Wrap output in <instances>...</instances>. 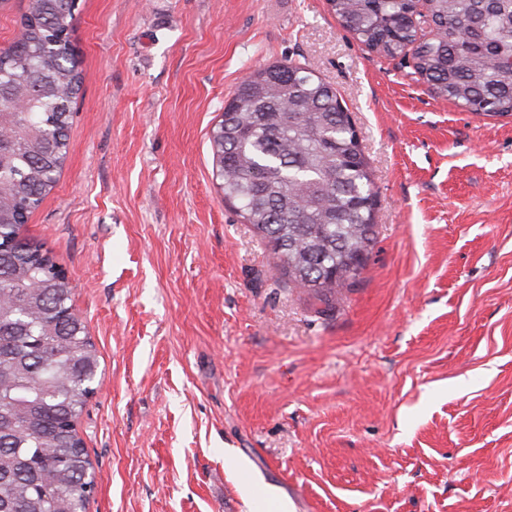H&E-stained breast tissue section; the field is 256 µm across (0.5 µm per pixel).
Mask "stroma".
<instances>
[{
    "label": "stroma",
    "mask_w": 512,
    "mask_h": 512,
    "mask_svg": "<svg viewBox=\"0 0 512 512\" xmlns=\"http://www.w3.org/2000/svg\"><path fill=\"white\" fill-rule=\"evenodd\" d=\"M81 90L25 226L99 355L86 512H512V117L437 98L327 0H79ZM277 62L336 88L375 240L328 312L226 202L208 139Z\"/></svg>",
    "instance_id": "35a3bbf8"
}]
</instances>
